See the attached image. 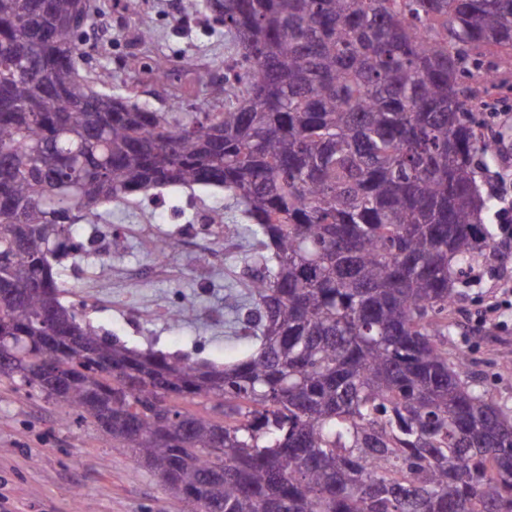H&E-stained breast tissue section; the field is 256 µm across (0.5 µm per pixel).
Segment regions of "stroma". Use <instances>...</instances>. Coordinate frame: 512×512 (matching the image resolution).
<instances>
[{
  "label": "stroma",
  "instance_id": "stroma-1",
  "mask_svg": "<svg viewBox=\"0 0 512 512\" xmlns=\"http://www.w3.org/2000/svg\"><path fill=\"white\" fill-rule=\"evenodd\" d=\"M95 31L84 40L82 62L89 71H107L113 87L138 83L140 99L154 109L167 108L170 83L139 81L129 66L132 55L163 56L176 69H197L192 89L199 111L213 103L212 82L223 79L231 55L222 25L206 14L186 15L180 0H140L138 11L126 0H92ZM152 33L148 46L135 40L139 30ZM108 223L91 230L76 227L83 242L79 258L59 266L65 299L85 307L95 326L115 334L129 347L178 352L217 365L228 352L224 339L244 332L248 310L239 294L253 271L245 261L248 244L236 231L242 214L222 189L166 187L155 193L109 205ZM215 211L225 214V236L204 235ZM151 225L158 237L181 244L165 264H157L153 246L142 232ZM125 241L122 251L107 254L111 231ZM503 266L481 257L467 284L459 286L449 313L456 348L466 351L469 375L481 381L499 403L512 408V323L498 328L476 325L483 301L495 292ZM191 302V323L174 325L171 309ZM0 512H196L162 482L92 426H76L65 411L34 391L0 382Z\"/></svg>",
  "mask_w": 512,
  "mask_h": 512
}]
</instances>
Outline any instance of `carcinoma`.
<instances>
[{
  "instance_id": "carcinoma-1",
  "label": "carcinoma",
  "mask_w": 512,
  "mask_h": 512,
  "mask_svg": "<svg viewBox=\"0 0 512 512\" xmlns=\"http://www.w3.org/2000/svg\"><path fill=\"white\" fill-rule=\"evenodd\" d=\"M80 4L0 0V381L199 512H512V415L448 325L489 246L461 77L497 87L479 61L512 51V0H182L234 46L210 112L83 71ZM168 186L221 188L246 219L251 345L222 367L60 300L75 226Z\"/></svg>"
}]
</instances>
